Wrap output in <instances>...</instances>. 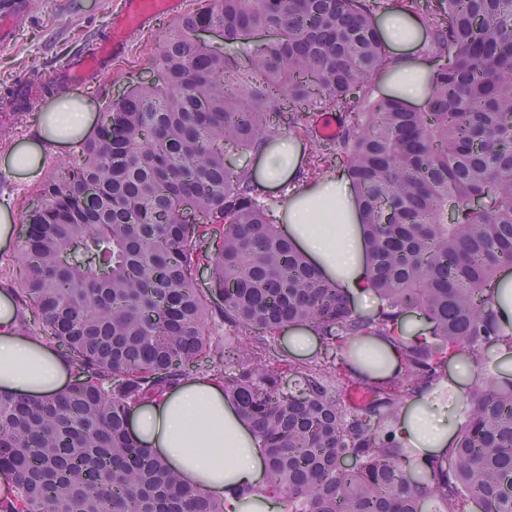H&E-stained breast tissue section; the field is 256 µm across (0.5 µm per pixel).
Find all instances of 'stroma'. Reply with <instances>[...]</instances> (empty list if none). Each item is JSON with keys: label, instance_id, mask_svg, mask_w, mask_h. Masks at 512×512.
<instances>
[{"label": "stroma", "instance_id": "stroma-1", "mask_svg": "<svg viewBox=\"0 0 512 512\" xmlns=\"http://www.w3.org/2000/svg\"><path fill=\"white\" fill-rule=\"evenodd\" d=\"M29 19L15 35L11 44L0 46V104L7 101L15 83L26 80L41 84L42 90L32 110L15 112L0 134V156L17 141L32 139L38 130V114L47 108L63 86L53 74L68 57L88 47L106 25L109 11L116 0H28ZM170 18L156 17L151 26L132 42L128 52L111 63L112 76L106 81L86 85L81 90L91 111H99L109 100L143 83L153 71V60L162 37L172 26ZM339 109L314 102L297 112L272 114L273 135L297 137L303 144L307 163L326 160L336 166L332 151L326 150L314 126L317 122L337 120ZM75 146L48 151L41 178L25 181L0 169V202L12 205L15 216H23L34 202L44 179L55 165L75 153Z\"/></svg>", "mask_w": 512, "mask_h": 512}]
</instances>
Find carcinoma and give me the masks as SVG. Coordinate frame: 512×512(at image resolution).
I'll return each instance as SVG.
<instances>
[{"label":"carcinoma","mask_w":512,"mask_h":512,"mask_svg":"<svg viewBox=\"0 0 512 512\" xmlns=\"http://www.w3.org/2000/svg\"><path fill=\"white\" fill-rule=\"evenodd\" d=\"M394 3L437 62L421 109L372 95L388 56L365 0H214L165 34L164 79L106 103L98 133L55 166L24 214L35 235L20 294L73 375L49 398L0 391V469L16 491L0 512H226L128 430L132 408L221 352L236 365L214 376L263 440L266 491L285 512H512L511 377L469 391L431 481L405 472L418 450L394 436L405 398L452 354L486 370L501 344L512 350L490 298L512 265V0ZM204 20L224 48L196 39ZM261 29L275 38L256 43ZM318 99L364 108L338 127L336 155L359 191L373 314L356 313L270 221L249 169L226 162L227 148L257 151L286 103ZM408 313L429 320L426 337L399 330ZM216 319L250 336L215 345ZM292 324L334 355L271 353ZM373 338L397 349V376L347 369ZM340 382L365 392L361 406Z\"/></svg>","instance_id":"cac0c4a2"}]
</instances>
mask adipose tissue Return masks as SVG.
Masks as SVG:
<instances>
[{
    "label": "adipose tissue",
    "instance_id": "obj_1",
    "mask_svg": "<svg viewBox=\"0 0 512 512\" xmlns=\"http://www.w3.org/2000/svg\"><path fill=\"white\" fill-rule=\"evenodd\" d=\"M377 30L391 59L382 87L408 104L426 100L429 66L417 53L423 27L397 7L380 16ZM92 125L87 101L61 94L42 113L34 138L12 146L0 167L19 178H34L47 149L85 139ZM302 156L301 144L291 136L263 145L251 170L255 184L264 193L287 189L288 200L278 212L284 234L348 300L372 310L354 186L341 168L319 179L304 178ZM16 314L13 291L0 289V390L30 399L61 392L70 380L68 357L25 334ZM483 376L464 355H454L444 376L419 390L401 413L396 437L418 449L416 471H429L431 461L452 448L455 429L468 416L467 392ZM129 432L138 445L153 449L178 471L187 487L224 500L227 512H279V502L263 490V443L214 377L182 379L163 397L137 405Z\"/></svg>",
    "mask_w": 512,
    "mask_h": 512
}]
</instances>
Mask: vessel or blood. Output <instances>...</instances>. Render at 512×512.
<instances>
[{
  "instance_id": "1",
  "label": "vessel or blood",
  "mask_w": 512,
  "mask_h": 512,
  "mask_svg": "<svg viewBox=\"0 0 512 512\" xmlns=\"http://www.w3.org/2000/svg\"><path fill=\"white\" fill-rule=\"evenodd\" d=\"M184 0H118L109 20L91 50L75 55L56 78L78 90L91 80L110 77V62L126 52L132 38L160 14L180 16ZM27 16L26 0H0V44L12 40Z\"/></svg>"
}]
</instances>
